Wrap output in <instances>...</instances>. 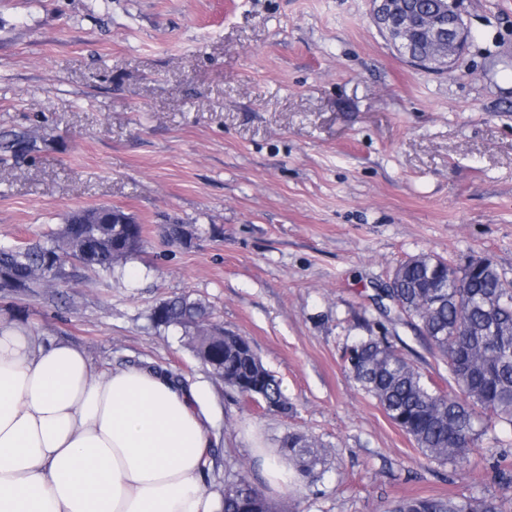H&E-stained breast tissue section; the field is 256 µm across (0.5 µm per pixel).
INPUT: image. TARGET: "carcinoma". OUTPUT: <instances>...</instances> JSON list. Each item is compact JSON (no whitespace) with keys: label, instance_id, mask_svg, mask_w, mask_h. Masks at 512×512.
<instances>
[{"label":"carcinoma","instance_id":"carcinoma-1","mask_svg":"<svg viewBox=\"0 0 512 512\" xmlns=\"http://www.w3.org/2000/svg\"><path fill=\"white\" fill-rule=\"evenodd\" d=\"M33 131L0 136V150L14 157L38 151ZM131 216L101 206L69 217L41 243L0 246V298L38 294L69 277L66 265L80 263L94 273L114 275L136 257L144 229L127 242ZM395 287L377 291L378 301L393 302L420 330L448 367V389L429 380L404 358L388 336H363L346 346L345 368L373 397L388 419L415 441L430 461L470 464L474 441L495 423L512 426V280L488 257L462 266L434 255L400 262ZM156 327L182 331L200 362L224 386L250 400L265 396L272 409L288 411L276 376L264 367L249 341L210 323L208 307L185 296L164 300L151 312ZM281 451L304 480L314 473L326 450L300 432L281 440ZM498 480L512 485V456L501 455ZM221 512H277L269 499L241 473L228 474ZM389 512H509L495 496L400 497Z\"/></svg>","mask_w":512,"mask_h":512}]
</instances>
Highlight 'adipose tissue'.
I'll return each instance as SVG.
<instances>
[{"instance_id": "obj_1", "label": "adipose tissue", "mask_w": 512, "mask_h": 512, "mask_svg": "<svg viewBox=\"0 0 512 512\" xmlns=\"http://www.w3.org/2000/svg\"><path fill=\"white\" fill-rule=\"evenodd\" d=\"M204 390L0 321V512H220Z\"/></svg>"}]
</instances>
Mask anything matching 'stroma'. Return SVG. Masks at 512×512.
<instances>
[{"mask_svg": "<svg viewBox=\"0 0 512 512\" xmlns=\"http://www.w3.org/2000/svg\"><path fill=\"white\" fill-rule=\"evenodd\" d=\"M470 40L455 69L411 65L369 0H0V133L37 152L0 163V245L43 240L101 205L142 224L121 281L70 266L53 294L0 299L85 351L94 372L151 365L209 381L208 489L249 475L278 512H388L398 497L496 495L491 465L426 460L341 359L387 328L434 383L441 359L372 297L400 261L493 259L512 278V0H458ZM194 226L188 243L163 227ZM207 303L281 381L287 412L210 380L162 299ZM301 432L327 454L291 488L263 454ZM39 136L33 131H11L1 136L0 149L12 156H23L38 151Z\"/></svg>", "mask_w": 512, "mask_h": 512, "instance_id": "35a3bbf8", "label": "stroma"}]
</instances>
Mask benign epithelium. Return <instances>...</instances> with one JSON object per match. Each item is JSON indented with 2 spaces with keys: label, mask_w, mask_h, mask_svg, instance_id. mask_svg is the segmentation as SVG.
Here are the masks:
<instances>
[{
  "label": "benign epithelium",
  "mask_w": 512,
  "mask_h": 512,
  "mask_svg": "<svg viewBox=\"0 0 512 512\" xmlns=\"http://www.w3.org/2000/svg\"><path fill=\"white\" fill-rule=\"evenodd\" d=\"M371 19L389 38L395 50L417 66L452 70L469 39V30L458 11L456 0H448V16L434 17L423 23L409 13L404 0H371ZM414 31L423 33L430 45L428 52L417 58L407 52L410 35Z\"/></svg>",
  "instance_id": "1"
}]
</instances>
